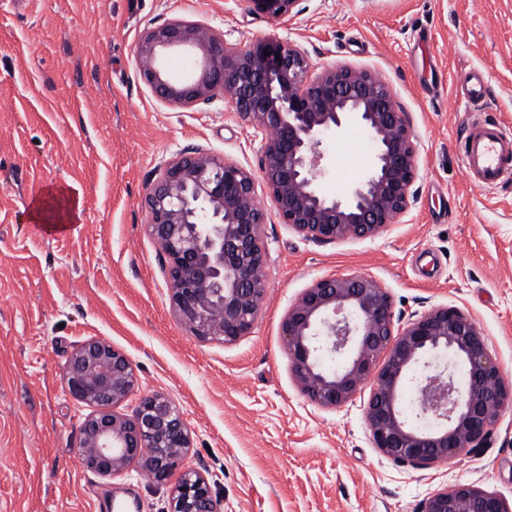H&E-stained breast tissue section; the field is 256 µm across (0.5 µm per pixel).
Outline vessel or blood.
Instances as JSON below:
<instances>
[{"label": "vessel or blood", "mask_w": 512, "mask_h": 512, "mask_svg": "<svg viewBox=\"0 0 512 512\" xmlns=\"http://www.w3.org/2000/svg\"><path fill=\"white\" fill-rule=\"evenodd\" d=\"M468 176L480 187L512 179V132L504 125L478 121L466 125L460 137Z\"/></svg>", "instance_id": "vessel-or-blood-1"}]
</instances>
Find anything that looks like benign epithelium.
Here are the masks:
<instances>
[{
  "label": "benign epithelium",
  "mask_w": 512,
  "mask_h": 512,
  "mask_svg": "<svg viewBox=\"0 0 512 512\" xmlns=\"http://www.w3.org/2000/svg\"><path fill=\"white\" fill-rule=\"evenodd\" d=\"M278 18L300 0H244ZM189 52L187 76L167 72L164 56ZM137 67L160 101L194 108L222 94L245 125L270 136L261 170L276 215L317 242L367 239L403 215L417 177V143L397 95L377 75L340 63L311 70L304 50L256 40L227 47L224 36L190 21L173 20L141 35ZM360 132L372 147L365 174L336 195L321 190L324 140ZM146 229L160 245L172 306L202 341L226 344L248 334L266 290V250L255 178L238 163L189 149L162 164L143 199ZM282 336L291 375L310 401L329 408L349 402L372 384L365 406L373 443L396 463L436 467L463 448L478 446L497 422L512 391L473 319L454 306L434 307L395 326L386 288L363 274L314 280L288 307ZM445 354L466 373L454 379ZM341 359L334 370L322 358ZM69 394L96 408L80 425V452L102 476L144 459L154 480L171 476L190 448L179 407L161 393L139 397L133 416L111 410L138 388L126 355L104 339L89 338L63 373ZM424 398L417 414L436 429L415 425L402 406L406 382ZM208 481L182 474L172 512H217ZM420 512H512L499 495L458 483L422 502Z\"/></svg>",
  "instance_id": "obj_1"
}]
</instances>
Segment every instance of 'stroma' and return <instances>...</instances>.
Returning a JSON list of instances; mask_svg holds the SVG:
<instances>
[{"instance_id": "35a3bbf8", "label": "stroma", "mask_w": 512, "mask_h": 512, "mask_svg": "<svg viewBox=\"0 0 512 512\" xmlns=\"http://www.w3.org/2000/svg\"><path fill=\"white\" fill-rule=\"evenodd\" d=\"M281 18L242 0H0V512H169L172 482L142 463L111 476L88 469L86 405L63 372L82 341L125 353L139 393L180 408L184 467L207 478L220 512H419L430 495L467 483L512 504V402L479 447L430 469L375 448L368 391L325 408L293 380L280 326L289 305L326 275L360 273L387 288L394 321L455 306L475 320L512 386V180L465 175L470 120L512 126V0H302ZM173 19L223 34L303 48L315 69L346 63L396 92L418 145L406 213L367 239L319 243L273 214L261 182L264 139L223 96L179 108L139 75L144 30ZM488 74L466 104L456 77ZM200 148L256 175L268 209L261 234L267 292L250 333L202 341L181 323L146 231L142 205L156 169ZM359 136L326 143V192L359 178ZM81 201L70 230L49 234L35 201Z\"/></svg>"}]
</instances>
